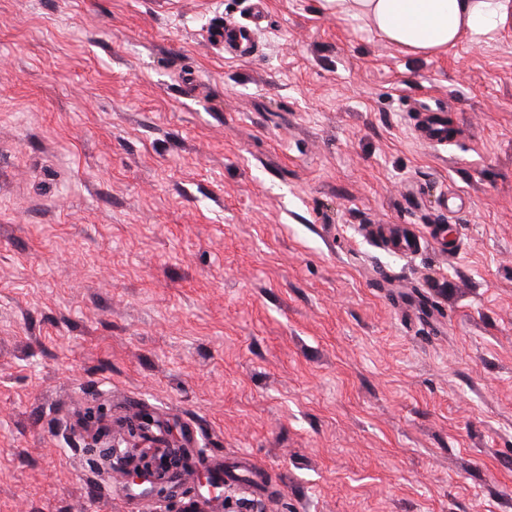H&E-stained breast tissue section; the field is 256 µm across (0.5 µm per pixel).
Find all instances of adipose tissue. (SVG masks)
Segmentation results:
<instances>
[{
    "label": "adipose tissue",
    "mask_w": 512,
    "mask_h": 512,
    "mask_svg": "<svg viewBox=\"0 0 512 512\" xmlns=\"http://www.w3.org/2000/svg\"><path fill=\"white\" fill-rule=\"evenodd\" d=\"M321 8L361 22L391 44L428 55L465 38L492 41L512 29V0H322Z\"/></svg>",
    "instance_id": "obj_1"
}]
</instances>
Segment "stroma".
Segmentation results:
<instances>
[{
    "mask_svg": "<svg viewBox=\"0 0 512 512\" xmlns=\"http://www.w3.org/2000/svg\"><path fill=\"white\" fill-rule=\"evenodd\" d=\"M252 9L0 0V512H153L100 404L223 460L216 512H512V33L265 0L241 59ZM262 17L261 11L256 10L252 13V22H227L224 24L221 38L224 39L227 44L233 45L239 49L241 55L247 53L252 47L253 32L260 25ZM419 137L431 144H441L448 141L451 134L448 133V120L444 115L431 112L427 115L418 129Z\"/></svg>",
    "mask_w": 512,
    "mask_h": 512,
    "instance_id": "stroma-1",
    "label": "stroma"
}]
</instances>
